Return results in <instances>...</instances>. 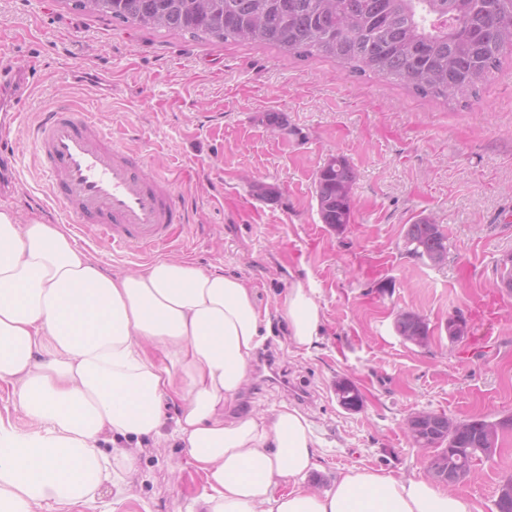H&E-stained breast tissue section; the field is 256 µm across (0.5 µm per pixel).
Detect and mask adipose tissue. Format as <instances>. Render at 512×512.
<instances>
[{
    "instance_id": "obj_1",
    "label": "adipose tissue",
    "mask_w": 512,
    "mask_h": 512,
    "mask_svg": "<svg viewBox=\"0 0 512 512\" xmlns=\"http://www.w3.org/2000/svg\"><path fill=\"white\" fill-rule=\"evenodd\" d=\"M281 313L296 348L319 342L312 288L294 283ZM263 323L239 277L170 258L112 276L62 225L0 210V383L41 426L21 438L0 424V512L78 506L107 483L124 496L134 444L159 435L169 402L206 479L189 512H472L427 480L380 470L351 469L312 492L319 442L301 413L226 418Z\"/></svg>"
}]
</instances>
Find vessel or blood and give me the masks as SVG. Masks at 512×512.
I'll return each mask as SVG.
<instances>
[{
    "instance_id": "b4317fda",
    "label": "vessel or blood",
    "mask_w": 512,
    "mask_h": 512,
    "mask_svg": "<svg viewBox=\"0 0 512 512\" xmlns=\"http://www.w3.org/2000/svg\"><path fill=\"white\" fill-rule=\"evenodd\" d=\"M34 86L18 78L0 53V89L19 105ZM30 136L55 205L77 224H96L113 246L149 251L170 242L187 213L162 175H147L140 155L112 141L91 113L54 105L41 112Z\"/></svg>"
}]
</instances>
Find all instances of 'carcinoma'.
<instances>
[{
	"instance_id": "cac0c4a2",
	"label": "carcinoma",
	"mask_w": 512,
	"mask_h": 512,
	"mask_svg": "<svg viewBox=\"0 0 512 512\" xmlns=\"http://www.w3.org/2000/svg\"><path fill=\"white\" fill-rule=\"evenodd\" d=\"M67 9L119 25L167 30L212 44L250 42L304 60L331 59L347 74L378 76L433 99L468 101L512 46V0H62ZM357 172L342 156L317 172L322 223H351ZM444 230L424 217L408 225L406 255L424 260L446 249ZM490 419L456 422L431 413L425 433L436 452L465 458L487 446Z\"/></svg>"
}]
</instances>
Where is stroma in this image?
<instances>
[{"label":"stroma","mask_w":512,"mask_h":512,"mask_svg":"<svg viewBox=\"0 0 512 512\" xmlns=\"http://www.w3.org/2000/svg\"><path fill=\"white\" fill-rule=\"evenodd\" d=\"M1 46L37 80L13 131L18 190L0 196V209L22 224L71 226L49 199L28 135L61 101L92 113L147 173L165 175L188 214L172 243L143 256L114 248L94 224L75 240L109 275L180 258L252 285L268 313L262 347L289 383L250 376L225 415L269 416L284 405L303 414L320 443L314 490L349 469L430 478L428 450L405 432L412 414L512 413V294L501 287L512 255L511 52L463 107L377 76H337L326 59L117 25L60 0H0ZM269 112L283 113L287 129L273 130ZM336 155L358 172L352 221L340 233L322 223L314 197L317 171ZM255 182L273 195L254 194ZM421 217L448 237L442 266L402 249ZM298 281L314 288L323 320L308 352L289 342L279 314ZM406 310L427 320L426 345L397 333ZM457 312L470 332L452 342L445 325ZM340 379L360 388L359 410L339 404ZM179 411L167 405L160 436L143 440L125 500L107 484L78 512H186L205 478L174 433ZM510 477L512 438L455 491L496 512L497 487Z\"/></svg>","instance_id":"35a3bbf8"}]
</instances>
